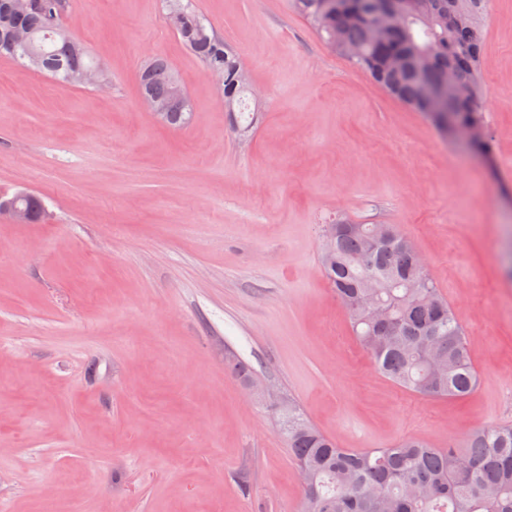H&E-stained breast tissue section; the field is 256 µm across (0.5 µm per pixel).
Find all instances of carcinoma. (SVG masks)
Masks as SVG:
<instances>
[{
	"label": "carcinoma",
	"mask_w": 512,
	"mask_h": 512,
	"mask_svg": "<svg viewBox=\"0 0 512 512\" xmlns=\"http://www.w3.org/2000/svg\"><path fill=\"white\" fill-rule=\"evenodd\" d=\"M0 0V57L27 63L34 55L37 72L63 86H74L77 69H97L86 46L64 31L69 0H41L21 15ZM369 0H292L317 34L340 54L355 45L350 58L389 94L425 112L426 87L448 86V70L468 79L452 103L454 119L473 130L470 149L485 159L493 155L480 109L478 80L481 42L477 13L482 0H464L461 25L448 24L451 0H407L402 27L379 38L366 10ZM167 9L184 14L176 34L208 71L224 75L225 111L248 109L249 78L242 60L214 34L193 0H166ZM32 35L26 47L12 45L13 32ZM178 80L170 64L156 58L140 72L142 96L167 101ZM192 105L183 97L170 110L173 129L187 126ZM18 205L44 221L42 199L35 194ZM322 258L327 279L349 317L354 336L376 370L397 387L423 397L464 399L477 387L478 375L463 328L434 279L424 274L420 253L396 226L347 224L324 228ZM388 320L380 323L358 303L363 282ZM224 369L243 384L253 382L250 368L236 355L224 357ZM288 451L301 474L300 512H512V426H490L471 432L460 444L432 448L407 438L393 446L341 448L318 431L295 407L281 420Z\"/></svg>",
	"instance_id": "cac0c4a2"
}]
</instances>
